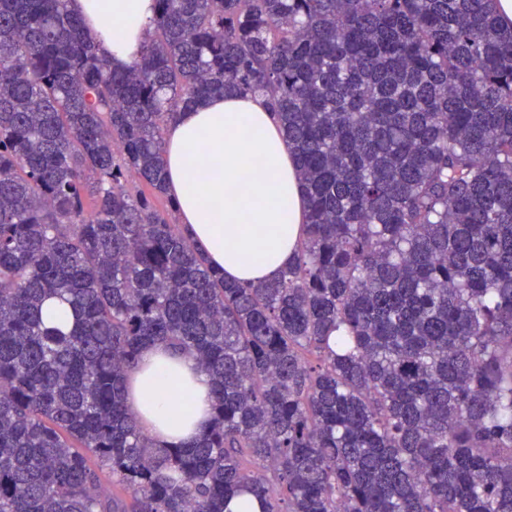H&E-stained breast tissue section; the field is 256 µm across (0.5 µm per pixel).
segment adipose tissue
Returning <instances> with one entry per match:
<instances>
[{"label": "adipose tissue", "instance_id": "1", "mask_svg": "<svg viewBox=\"0 0 512 512\" xmlns=\"http://www.w3.org/2000/svg\"><path fill=\"white\" fill-rule=\"evenodd\" d=\"M114 66L129 65L145 39L154 0H71ZM221 160L220 176H206ZM167 187L181 223L230 280L268 281L291 261L303 237L306 200L295 157L259 96L215 95L181 112L166 138ZM176 382L191 399L181 414L164 390ZM131 413L159 446L202 433L211 387L189 355L155 343L142 349L126 395Z\"/></svg>", "mask_w": 512, "mask_h": 512}]
</instances>
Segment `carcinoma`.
I'll use <instances>...</instances> for the list:
<instances>
[{"label":"carcinoma","instance_id":"cac0c4a2","mask_svg":"<svg viewBox=\"0 0 512 512\" xmlns=\"http://www.w3.org/2000/svg\"><path fill=\"white\" fill-rule=\"evenodd\" d=\"M70 2L0 0V512H512L490 0H156L123 69ZM224 92L264 97L307 196L270 281L225 279L126 181L166 196L168 126ZM155 341L212 386L208 432L159 449L126 406Z\"/></svg>","mask_w":512,"mask_h":512}]
</instances>
